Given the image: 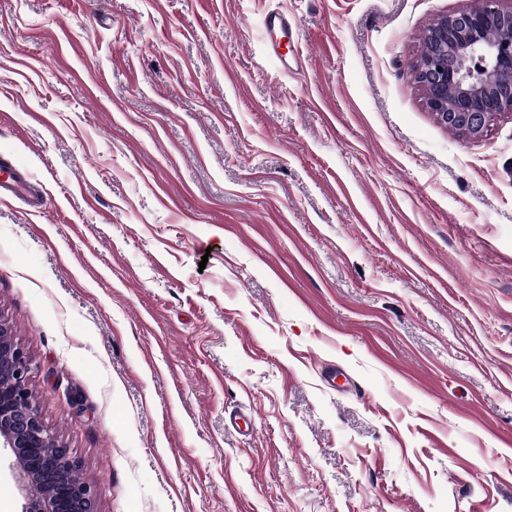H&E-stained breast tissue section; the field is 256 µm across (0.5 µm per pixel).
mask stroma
I'll use <instances>...</instances> for the list:
<instances>
[{
	"label": "stroma",
	"instance_id": "35a3bbf8",
	"mask_svg": "<svg viewBox=\"0 0 512 512\" xmlns=\"http://www.w3.org/2000/svg\"><path fill=\"white\" fill-rule=\"evenodd\" d=\"M471 5L0 0V319L98 512H512V113L413 79ZM266 27L268 32L277 34L275 40L271 39L270 51L278 57H283L280 48L284 46L285 42L288 43L292 40V30L288 25V19L277 13H270L266 17ZM15 197L24 200L33 211L39 212L43 197L28 171L10 159L0 158V199Z\"/></svg>",
	"mask_w": 512,
	"mask_h": 512
}]
</instances>
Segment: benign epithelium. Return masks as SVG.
<instances>
[{
	"mask_svg": "<svg viewBox=\"0 0 512 512\" xmlns=\"http://www.w3.org/2000/svg\"><path fill=\"white\" fill-rule=\"evenodd\" d=\"M472 2L432 25L433 50L418 61L414 79L442 124L480 135L512 112V10L501 0ZM493 27L502 29L496 40L486 37ZM33 370L0 319V447L9 449L26 489L23 512H97L96 489L65 473L81 465L45 424L29 387Z\"/></svg>",
	"mask_w": 512,
	"mask_h": 512,
	"instance_id": "1",
	"label": "benign epithelium"
}]
</instances>
